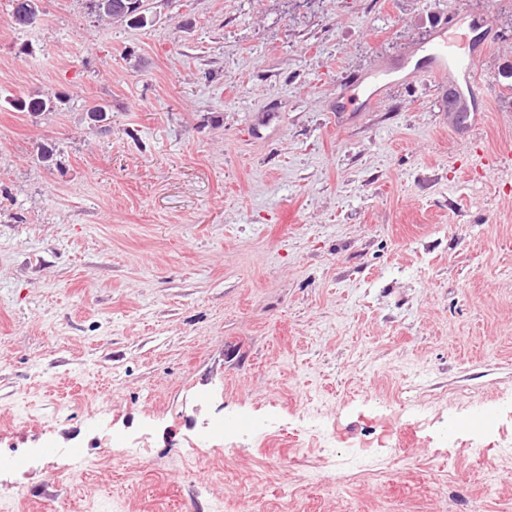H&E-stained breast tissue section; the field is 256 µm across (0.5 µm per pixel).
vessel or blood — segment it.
Listing matches in <instances>:
<instances>
[{
  "label": "vessel or blood",
  "mask_w": 512,
  "mask_h": 512,
  "mask_svg": "<svg viewBox=\"0 0 512 512\" xmlns=\"http://www.w3.org/2000/svg\"><path fill=\"white\" fill-rule=\"evenodd\" d=\"M468 27L472 36L463 49H456L452 34L460 27ZM496 41V28L489 16L471 14L452 15L437 23L426 44L413 47L399 58L382 61L371 70L353 75L346 82L343 95L351 111L366 112L376 102L385 100L391 78L412 84L430 77L440 85L450 87L448 104L456 117L455 128L460 136L480 125L487 108L476 76V64Z\"/></svg>",
  "instance_id": "b4317fda"
}]
</instances>
